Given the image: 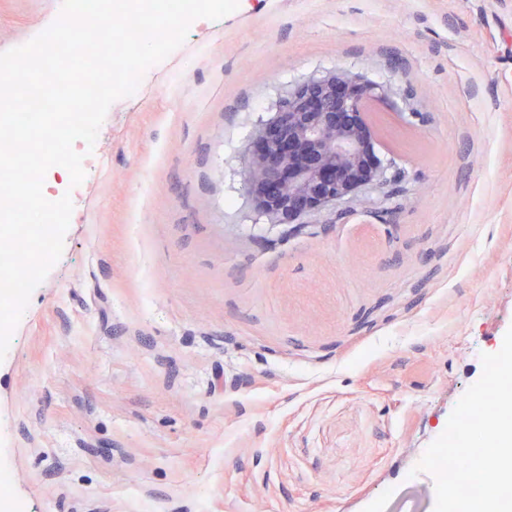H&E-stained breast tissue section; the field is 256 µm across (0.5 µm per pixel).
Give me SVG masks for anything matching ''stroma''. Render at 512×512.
I'll list each match as a JSON object with an SVG mask.
<instances>
[{
    "label": "stroma",
    "instance_id": "obj_1",
    "mask_svg": "<svg viewBox=\"0 0 512 512\" xmlns=\"http://www.w3.org/2000/svg\"><path fill=\"white\" fill-rule=\"evenodd\" d=\"M63 0H0V52ZM383 86L385 182L269 227L287 86ZM0 362L25 512H434L413 468L512 328V0H239L115 101Z\"/></svg>",
    "mask_w": 512,
    "mask_h": 512
}]
</instances>
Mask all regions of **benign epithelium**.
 <instances>
[{
	"mask_svg": "<svg viewBox=\"0 0 512 512\" xmlns=\"http://www.w3.org/2000/svg\"><path fill=\"white\" fill-rule=\"evenodd\" d=\"M383 96L381 85L343 70L286 90L245 150L243 180L253 210L273 227L294 224L380 184L373 116Z\"/></svg>",
	"mask_w": 512,
	"mask_h": 512,
	"instance_id": "benign-epithelium-1",
	"label": "benign epithelium"
}]
</instances>
